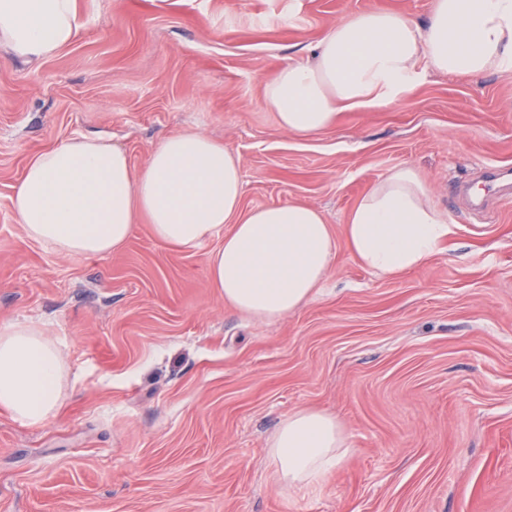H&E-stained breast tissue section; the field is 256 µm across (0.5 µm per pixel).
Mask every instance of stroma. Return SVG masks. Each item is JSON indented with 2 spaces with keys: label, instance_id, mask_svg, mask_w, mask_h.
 <instances>
[{
  "label": "stroma",
  "instance_id": "stroma-1",
  "mask_svg": "<svg viewBox=\"0 0 512 512\" xmlns=\"http://www.w3.org/2000/svg\"><path fill=\"white\" fill-rule=\"evenodd\" d=\"M74 40L26 62L0 48V324L43 326L67 368L45 425L0 411V512H512V73L425 71L397 99L313 136L282 129L266 81L351 14L427 22L433 0H76ZM200 131L239 159L242 209L300 202L336 239L327 292L241 317L194 249L146 221L105 258L26 237L11 203L28 160L73 134L142 169L161 136ZM413 166L455 224L397 278L343 227ZM334 415L353 453L284 490L266 444L290 411Z\"/></svg>",
  "mask_w": 512,
  "mask_h": 512
}]
</instances>
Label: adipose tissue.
I'll return each instance as SVG.
<instances>
[{
    "instance_id": "ef3b65f1",
    "label": "adipose tissue",
    "mask_w": 512,
    "mask_h": 512,
    "mask_svg": "<svg viewBox=\"0 0 512 512\" xmlns=\"http://www.w3.org/2000/svg\"><path fill=\"white\" fill-rule=\"evenodd\" d=\"M75 0H0V46L42 59L72 41ZM479 78L512 71V0H434L427 23L372 10L348 16L315 46L313 64L291 63L264 88L280 126L311 136L346 108H376L403 94L423 67ZM238 159L192 130L163 136L142 170L101 139L75 135L35 154L12 204L26 236L74 259L121 249L138 219L153 237L191 249L212 238L208 276L238 314L274 320L323 291L336 242L322 213L301 203L242 212ZM455 227L429 201L413 167L390 169L349 212L346 243L383 277L425 265ZM64 361L33 323L0 325V409L23 426L54 416L65 399ZM272 475L285 489L321 484L352 451L334 416L315 407L289 412L268 440Z\"/></svg>"
}]
</instances>
